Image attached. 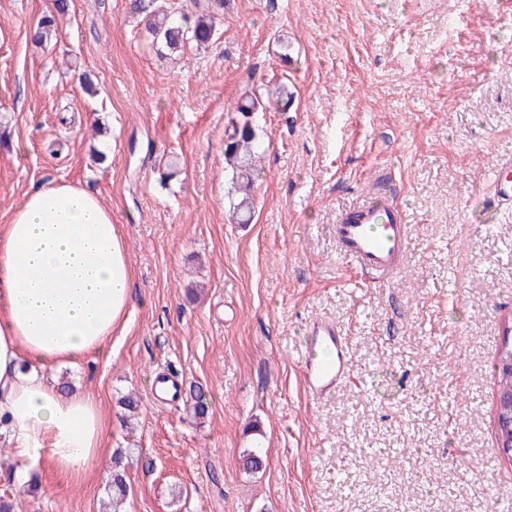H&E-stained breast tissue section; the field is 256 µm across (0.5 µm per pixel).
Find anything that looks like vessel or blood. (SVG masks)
<instances>
[{
    "mask_svg": "<svg viewBox=\"0 0 512 512\" xmlns=\"http://www.w3.org/2000/svg\"><path fill=\"white\" fill-rule=\"evenodd\" d=\"M491 187L498 200L512 205V159L495 169ZM336 237L345 257L375 279L387 280L396 270L407 245V219L401 205L379 194L343 210ZM351 373L349 348L336 325L313 323L304 350L302 379L315 398L330 394Z\"/></svg>",
    "mask_w": 512,
    "mask_h": 512,
    "instance_id": "vessel-or-blood-1",
    "label": "vessel or blood"
}]
</instances>
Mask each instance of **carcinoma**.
Here are the masks:
<instances>
[{
    "label": "carcinoma",
    "mask_w": 512,
    "mask_h": 512,
    "mask_svg": "<svg viewBox=\"0 0 512 512\" xmlns=\"http://www.w3.org/2000/svg\"><path fill=\"white\" fill-rule=\"evenodd\" d=\"M154 3L155 0H131L130 9L135 14H145L152 18L149 22L151 46L159 53L165 49L170 55L181 51L190 43L198 46L208 44L214 36L212 13L224 9V0H207L206 12L190 18L185 14L175 16L171 11L158 14L152 10ZM69 6V0H54V11L43 16L33 30L34 43L42 45L51 37L57 17L65 15ZM292 97L293 93L286 86L278 84L264 92H247L230 108L234 116L229 118L224 133V169L231 174L232 192L235 194L233 214L240 224L251 221L254 183L259 172V138L251 115L270 104L286 106L292 101ZM191 399L194 414L198 417L204 416L209 409L207 393L197 387L193 389ZM264 457L265 454L258 445L245 449L242 452L243 469L251 473L259 472L263 467ZM109 487L112 489V512H121L129 484L120 452L112 460Z\"/></svg>",
    "instance_id": "1"
}]
</instances>
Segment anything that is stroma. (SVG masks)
Returning a JSON list of instances; mask_svg holds the SVG:
<instances>
[{"instance_id": "obj_1", "label": "stroma", "mask_w": 512, "mask_h": 512, "mask_svg": "<svg viewBox=\"0 0 512 512\" xmlns=\"http://www.w3.org/2000/svg\"><path fill=\"white\" fill-rule=\"evenodd\" d=\"M53 4L0 0V225L41 183L80 185L111 206L134 286L106 356L55 371L98 398L100 454L80 479L43 464L23 483L0 445L14 512H105L112 454L128 447L126 512L512 507L495 427L512 209L484 202L496 162L512 158V0H224L213 41L166 58L129 0H71L33 44ZM282 80L288 108L253 116L264 154L254 219L239 224L225 108ZM172 161L179 173L161 183ZM378 186L410 225L380 283L334 234ZM319 319L347 340L351 374L314 399L302 358ZM158 373L202 386L207 415L155 401ZM257 444L265 465L245 472ZM69 0H54V11L49 15L43 16L33 30L34 43L44 44L51 37L52 31L57 24V17L64 16L69 9Z\"/></svg>"}]
</instances>
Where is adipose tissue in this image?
Masks as SVG:
<instances>
[{
  "mask_svg": "<svg viewBox=\"0 0 512 512\" xmlns=\"http://www.w3.org/2000/svg\"><path fill=\"white\" fill-rule=\"evenodd\" d=\"M127 243L103 199L50 180L0 226V438L27 467L78 476L107 420L95 397L62 391L48 370L75 367L125 332Z\"/></svg>",
  "mask_w": 512,
  "mask_h": 512,
  "instance_id": "1",
  "label": "adipose tissue"
}]
</instances>
